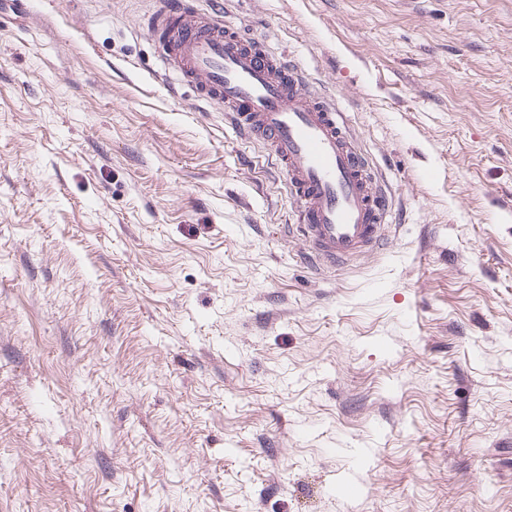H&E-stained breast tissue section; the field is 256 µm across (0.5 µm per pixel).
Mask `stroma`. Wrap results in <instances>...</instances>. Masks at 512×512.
Returning <instances> with one entry per match:
<instances>
[{
  "label": "stroma",
  "instance_id": "stroma-1",
  "mask_svg": "<svg viewBox=\"0 0 512 512\" xmlns=\"http://www.w3.org/2000/svg\"><path fill=\"white\" fill-rule=\"evenodd\" d=\"M335 97L388 249L158 78L154 0H0V512H512V0H197Z\"/></svg>",
  "mask_w": 512,
  "mask_h": 512
}]
</instances>
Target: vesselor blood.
Wrapping results in <instances>:
<instances>
[{
	"label": "vessel or blood",
	"mask_w": 512,
	"mask_h": 512,
	"mask_svg": "<svg viewBox=\"0 0 512 512\" xmlns=\"http://www.w3.org/2000/svg\"><path fill=\"white\" fill-rule=\"evenodd\" d=\"M148 34L165 77L223 111L263 144L298 201L305 261L321 269L376 250L390 199L335 104L263 41L242 35L193 0H160Z\"/></svg>",
	"instance_id": "vessel-or-blood-1"
}]
</instances>
